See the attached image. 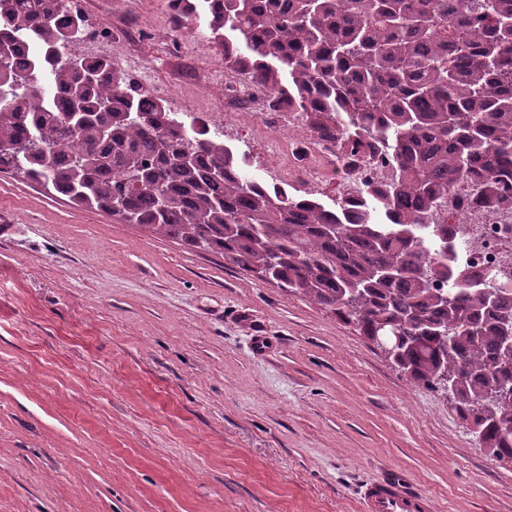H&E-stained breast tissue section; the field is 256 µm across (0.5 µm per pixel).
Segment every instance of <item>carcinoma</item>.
I'll list each match as a JSON object with an SVG mask.
<instances>
[{
  "instance_id": "1",
  "label": "carcinoma",
  "mask_w": 512,
  "mask_h": 512,
  "mask_svg": "<svg viewBox=\"0 0 512 512\" xmlns=\"http://www.w3.org/2000/svg\"><path fill=\"white\" fill-rule=\"evenodd\" d=\"M224 65L310 131L389 174L333 205L242 178L246 157L194 116L145 100L105 58L71 57L66 0H0V172L124 224L224 256L364 337L403 336L393 364L440 391L480 447L512 462V256L497 281L448 265V196L512 211V0H181ZM40 55L28 61L23 41ZM47 75L58 104L38 87Z\"/></svg>"
}]
</instances>
